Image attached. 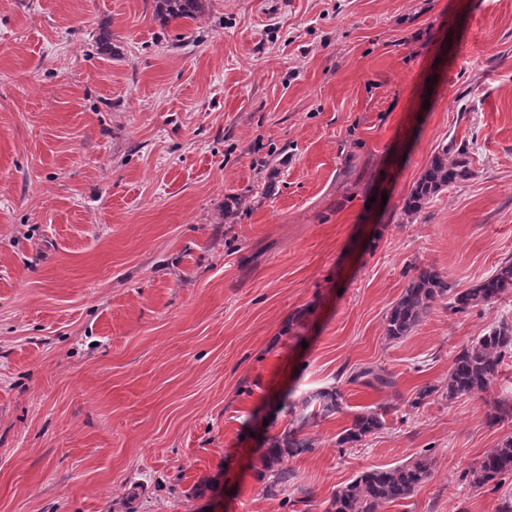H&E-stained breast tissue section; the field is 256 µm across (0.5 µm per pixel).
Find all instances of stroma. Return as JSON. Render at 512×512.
I'll return each instance as SVG.
<instances>
[{
    "label": "stroma",
    "instance_id": "1",
    "mask_svg": "<svg viewBox=\"0 0 512 512\" xmlns=\"http://www.w3.org/2000/svg\"><path fill=\"white\" fill-rule=\"evenodd\" d=\"M449 137L474 177L403 222ZM510 258L512 0H208L169 24L152 0H0V512H291L256 450L282 394L332 384L343 411L287 463L313 512L425 449L431 477L380 512H499L512 475L464 474L512 435L488 421L512 358L411 402L512 294L438 301L396 342L384 318L417 267L462 290ZM364 367L393 387L346 382ZM378 408L381 412L375 409H367L356 414L350 427L339 434L338 445L342 447L349 445L348 447L354 448L361 445L367 437L380 430L384 425L383 416L391 411L392 406L383 405L378 406Z\"/></svg>",
    "mask_w": 512,
    "mask_h": 512
}]
</instances>
